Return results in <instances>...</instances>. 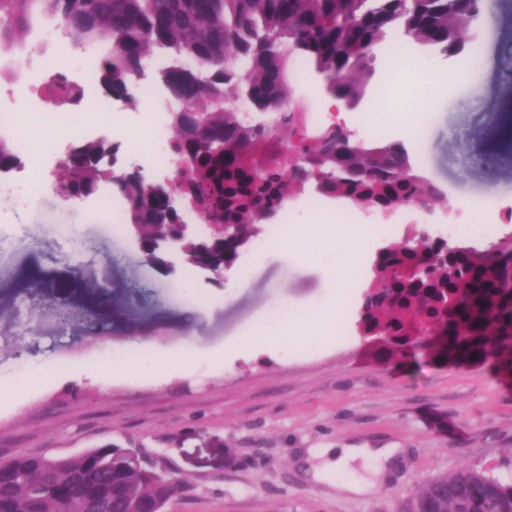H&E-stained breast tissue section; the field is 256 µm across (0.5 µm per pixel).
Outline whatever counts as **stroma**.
<instances>
[{
  "label": "stroma",
  "instance_id": "stroma-1",
  "mask_svg": "<svg viewBox=\"0 0 512 512\" xmlns=\"http://www.w3.org/2000/svg\"><path fill=\"white\" fill-rule=\"evenodd\" d=\"M480 55L453 89L439 88L446 57L416 56L418 71L372 76L344 115L355 139L376 120L403 142L419 173L480 223L487 206L512 207V0H487ZM90 50L65 48L38 19L25 44L0 50V104L19 84L8 72L75 75ZM320 80L291 59L287 93L321 112ZM110 188L64 199L53 173L0 180V459L68 457L103 444L137 452L177 479L169 512H402L426 480L483 469L512 481V380L490 365L454 366L426 351L367 342L355 322L368 260L349 262L343 244L312 262L285 261L273 236L245 249L223 278L179 260L152 264L130 229L100 204ZM65 303L67 320L30 311ZM148 292H141V285ZM106 291L105 328L88 310ZM331 313L301 340L282 312ZM264 321L272 354H223L226 342ZM195 346L173 375L157 353ZM129 366L117 376L112 367ZM308 448H397L400 459L355 494L340 478L314 480Z\"/></svg>",
  "mask_w": 512,
  "mask_h": 512
}]
</instances>
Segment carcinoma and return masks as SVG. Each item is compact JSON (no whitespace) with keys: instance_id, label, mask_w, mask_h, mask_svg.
<instances>
[{"instance_id":"carcinoma-1","label":"carcinoma","mask_w":512,"mask_h":512,"mask_svg":"<svg viewBox=\"0 0 512 512\" xmlns=\"http://www.w3.org/2000/svg\"><path fill=\"white\" fill-rule=\"evenodd\" d=\"M484 0H0V48L22 42L32 18L56 21L63 36L80 47H105L91 69L107 98L130 93L143 64L154 53L169 56L159 87L176 106L169 112L171 156L179 159L205 140L213 152L201 157L185 180L188 204L206 213V243H223L224 225L239 239L259 236L267 222L260 211L280 214L285 203L310 185L314 193L335 197L391 217L442 197L424 185L400 143H362L344 168L336 151L344 137L332 126L308 133L299 110L288 106L286 69L294 56L307 58L337 94L364 95L378 57L394 49H422L445 57L472 55L476 23ZM65 85L62 103L79 107L80 85L62 73L52 86ZM239 98L276 113L263 135L228 104ZM286 134L292 154L318 158L317 168H284L267 139ZM63 165V185L74 197L90 196L112 174L95 162L106 150L98 139L78 138ZM22 164L13 143L0 137V172ZM118 194L126 202V223L141 226L148 244L175 231L176 218L150 198L139 173L127 171ZM455 279L430 246V283L420 292L407 285L402 298L386 300V290L417 256L410 241L389 243L378 253L373 278L362 297L360 332L392 330L409 336L434 331L448 337L441 352L470 363L495 362L512 376V271L495 260L476 267L478 254L459 247ZM4 496L15 512H70L73 503H90L96 512H126V500L150 495L139 472L126 467L117 447L90 448L63 462L45 455L18 456L9 464ZM431 500L437 512H512V482L483 470L443 474L424 483L415 502Z\"/></svg>"}]
</instances>
